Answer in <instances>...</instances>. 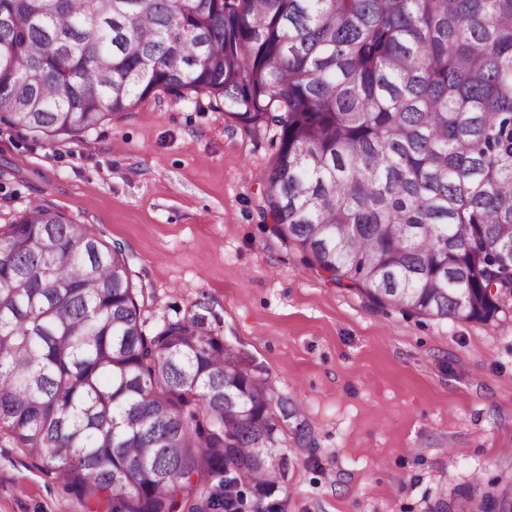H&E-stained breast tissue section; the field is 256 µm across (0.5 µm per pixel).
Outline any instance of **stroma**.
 Segmentation results:
<instances>
[{"label": "stroma", "instance_id": "stroma-1", "mask_svg": "<svg viewBox=\"0 0 512 512\" xmlns=\"http://www.w3.org/2000/svg\"><path fill=\"white\" fill-rule=\"evenodd\" d=\"M276 152L204 95L157 92L76 138L0 125V223L43 203L124 244L152 330L190 309L263 369L278 487L240 512H445L512 478V300L498 325L379 307L301 262L261 207ZM0 512H87L0 438Z\"/></svg>", "mask_w": 512, "mask_h": 512}]
</instances>
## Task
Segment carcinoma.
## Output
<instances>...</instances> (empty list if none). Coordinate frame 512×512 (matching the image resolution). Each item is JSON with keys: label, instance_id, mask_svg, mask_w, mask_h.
<instances>
[{"label": "carcinoma", "instance_id": "1", "mask_svg": "<svg viewBox=\"0 0 512 512\" xmlns=\"http://www.w3.org/2000/svg\"><path fill=\"white\" fill-rule=\"evenodd\" d=\"M157 90L274 132L264 215L335 285L484 324L512 299V0H0V125L76 137ZM144 306L90 225L0 224V432L104 512L270 497L285 402L204 315Z\"/></svg>", "mask_w": 512, "mask_h": 512}]
</instances>
